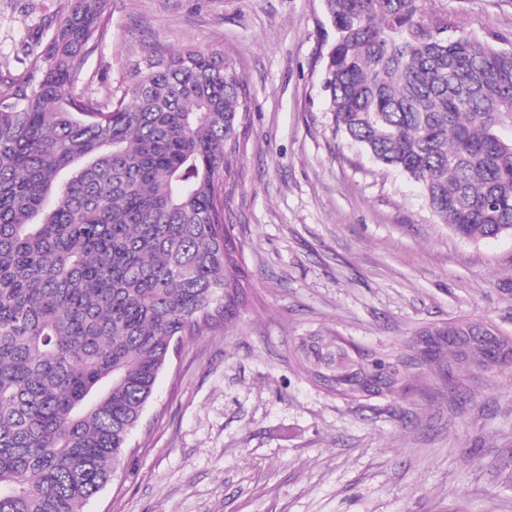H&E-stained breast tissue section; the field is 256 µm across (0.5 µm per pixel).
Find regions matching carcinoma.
Masks as SVG:
<instances>
[{"label":"carcinoma","mask_w":512,"mask_h":512,"mask_svg":"<svg viewBox=\"0 0 512 512\" xmlns=\"http://www.w3.org/2000/svg\"><path fill=\"white\" fill-rule=\"evenodd\" d=\"M336 132L422 185L470 240L512 233V48L424 0H324ZM112 0H73L25 75L0 82V512H83L112 478L174 344L239 303L224 181L248 112L222 54L146 55L121 95L73 92ZM453 30L447 38L434 33ZM431 357L299 339V369L352 401L512 368V336L454 320Z\"/></svg>","instance_id":"1"}]
</instances>
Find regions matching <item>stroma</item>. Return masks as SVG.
Returning <instances> with one entry per match:
<instances>
[{"instance_id":"obj_1","label":"stroma","mask_w":512,"mask_h":512,"mask_svg":"<svg viewBox=\"0 0 512 512\" xmlns=\"http://www.w3.org/2000/svg\"><path fill=\"white\" fill-rule=\"evenodd\" d=\"M69 6L0 0L1 81L22 76ZM425 9L512 37V0ZM333 38L324 0H112L75 93H119L147 52L185 46L223 53L244 80L224 222L246 301L171 353L84 512H512V369L358 403L294 362L317 329L382 355L451 319L512 335V235L456 236L417 183L335 133L322 89Z\"/></svg>"}]
</instances>
